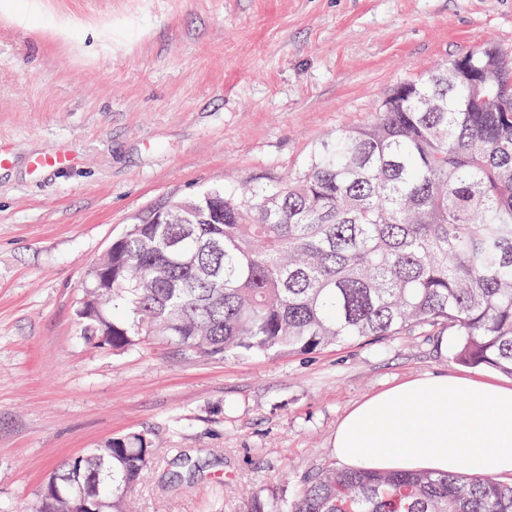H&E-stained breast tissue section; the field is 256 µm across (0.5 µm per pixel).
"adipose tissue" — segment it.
Masks as SVG:
<instances>
[{
    "label": "adipose tissue",
    "instance_id": "obj_1",
    "mask_svg": "<svg viewBox=\"0 0 512 512\" xmlns=\"http://www.w3.org/2000/svg\"><path fill=\"white\" fill-rule=\"evenodd\" d=\"M345 469L512 475V385L428 375L372 395L336 427Z\"/></svg>",
    "mask_w": 512,
    "mask_h": 512
}]
</instances>
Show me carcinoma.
<instances>
[{
	"label": "carcinoma",
	"mask_w": 512,
	"mask_h": 512,
	"mask_svg": "<svg viewBox=\"0 0 512 512\" xmlns=\"http://www.w3.org/2000/svg\"><path fill=\"white\" fill-rule=\"evenodd\" d=\"M475 89L448 66L393 90L286 182L212 189L128 225L87 275L79 335L112 351L160 336L182 359L305 352L445 323L462 363L512 375V69L469 52ZM112 264L103 282L97 267ZM112 437L55 472L35 512H129L155 455ZM289 512H512V483L459 471L326 469Z\"/></svg>",
	"instance_id": "obj_1"
}]
</instances>
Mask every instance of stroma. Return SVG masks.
<instances>
[{
    "mask_svg": "<svg viewBox=\"0 0 512 512\" xmlns=\"http://www.w3.org/2000/svg\"><path fill=\"white\" fill-rule=\"evenodd\" d=\"M512 0H0V512H32L71 457L132 431L157 445L136 512L286 506L336 467L356 403L429 374L512 385L453 357L447 327L310 352L186 361L155 338H80L91 265L173 200L298 171L327 134L486 43ZM59 149L68 166L36 171Z\"/></svg>",
    "mask_w": 512,
    "mask_h": 512,
    "instance_id": "stroma-1",
    "label": "stroma"
}]
</instances>
